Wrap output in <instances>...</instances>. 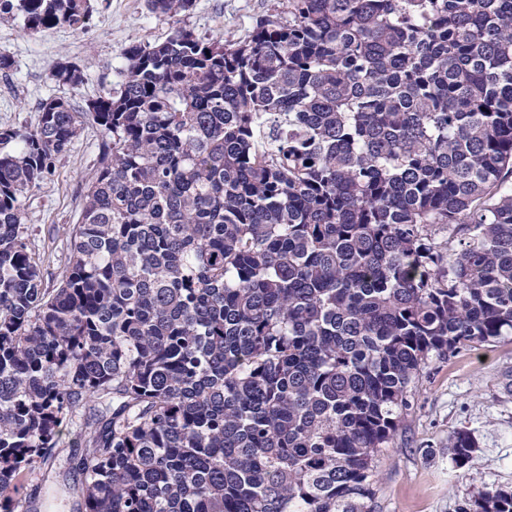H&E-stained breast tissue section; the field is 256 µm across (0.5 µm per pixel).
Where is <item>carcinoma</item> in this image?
Wrapping results in <instances>:
<instances>
[{"label": "carcinoma", "instance_id": "cac0c4a2", "mask_svg": "<svg viewBox=\"0 0 512 512\" xmlns=\"http://www.w3.org/2000/svg\"><path fill=\"white\" fill-rule=\"evenodd\" d=\"M90 13L0 0L29 33ZM39 112L0 128V512H31L69 425L83 512H374L428 359L512 335V0H283L243 38L132 45L117 87ZM89 125L48 287L24 203ZM475 449L449 437L460 468Z\"/></svg>", "mask_w": 512, "mask_h": 512}]
</instances>
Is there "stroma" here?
<instances>
[{"label": "stroma", "mask_w": 512, "mask_h": 512, "mask_svg": "<svg viewBox=\"0 0 512 512\" xmlns=\"http://www.w3.org/2000/svg\"><path fill=\"white\" fill-rule=\"evenodd\" d=\"M276 3L194 0L189 11L173 19L151 13L145 0H91L84 29L38 34L27 33L20 18L1 17L0 56L12 67L0 72V127H34L40 101L74 95L52 79L53 62L78 65L84 82L74 96L94 99L116 86L130 45L164 41L179 25L202 38L236 39L250 33ZM100 141L99 130L86 127L25 203L29 245L46 285L55 284L67 267L69 230L97 167ZM409 400L398 431L376 462L375 512H461L484 488L512 489V336L430 359ZM459 430L476 443L463 468L448 455V438ZM82 480L59 458L32 478L27 491L39 498L45 490H58L53 512H82Z\"/></svg>", "instance_id": "35a3bbf8"}]
</instances>
